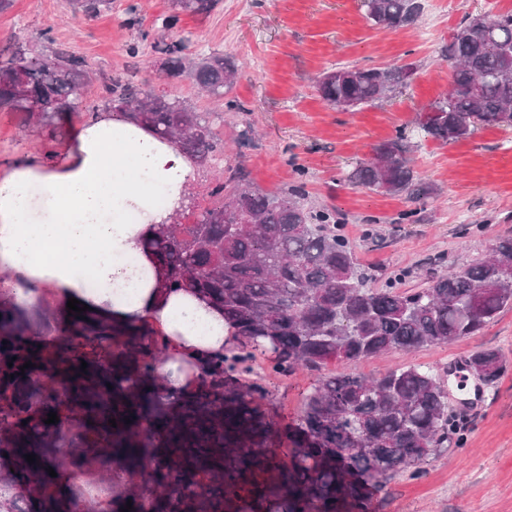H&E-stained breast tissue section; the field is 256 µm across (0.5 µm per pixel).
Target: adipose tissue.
<instances>
[{
  "label": "adipose tissue",
  "mask_w": 512,
  "mask_h": 512,
  "mask_svg": "<svg viewBox=\"0 0 512 512\" xmlns=\"http://www.w3.org/2000/svg\"><path fill=\"white\" fill-rule=\"evenodd\" d=\"M194 173L188 155L109 112L60 155L16 161L0 176V300L74 298L115 321L148 324L168 347L159 376L167 389H185L180 362H203L233 339L217 309L186 292L160 294L140 240L181 206Z\"/></svg>",
  "instance_id": "obj_1"
}]
</instances>
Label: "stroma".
Returning <instances> with one entry per match:
<instances>
[{"label": "stroma", "mask_w": 512, "mask_h": 512, "mask_svg": "<svg viewBox=\"0 0 512 512\" xmlns=\"http://www.w3.org/2000/svg\"><path fill=\"white\" fill-rule=\"evenodd\" d=\"M417 23L393 30L371 25L362 0H219L206 15L182 16L178 34L187 52L224 51L240 65L232 96L241 109L198 93L188 80L169 82L154 49L169 0H112L109 10L89 17L69 0H15L0 14V48L15 42L56 46L83 57L93 70L121 75L146 92L172 93L207 113L226 148L211 167L197 168L188 202L177 219L195 223L210 190L227 168L239 166L254 187L275 193L292 183L295 167L306 173L307 203L336 211L359 262L384 284L406 273L415 288L490 252L512 235V130L482 127L448 145L419 140L412 154L422 181L435 189L416 207L401 196L341 184L342 174L368 159L374 145L413 127L419 111L443 97L451 72L440 50L468 15L512 7V0H421ZM139 44V56L126 52ZM358 67L410 64L409 84L391 98L339 112L316 91L317 79L336 64ZM100 86L88 87L83 108L56 134L23 126L13 112L0 111V175L16 160L61 153L70 131L94 112L108 109ZM413 220H403L406 211ZM499 349L512 363V309L500 313L480 334L407 355L391 351L348 366L371 377L407 363L447 371L449 361L478 349ZM298 371L262 382L259 403L276 427L294 423L305 394L319 379ZM462 447L428 458L420 477L395 476L375 494L376 512H512V371L485 390L483 407L464 415Z\"/></svg>", "instance_id": "stroma-1"}]
</instances>
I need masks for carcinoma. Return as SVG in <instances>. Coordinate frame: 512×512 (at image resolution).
<instances>
[{
	"label": "carcinoma",
	"mask_w": 512,
	"mask_h": 512,
	"mask_svg": "<svg viewBox=\"0 0 512 512\" xmlns=\"http://www.w3.org/2000/svg\"><path fill=\"white\" fill-rule=\"evenodd\" d=\"M218 0H172L163 27L183 14H203ZM96 16L111 0H70ZM379 29L414 24L418 0H364ZM163 67L209 96L228 97L238 64L213 50L190 58L182 40H163ZM441 54L451 67L448 94L419 114L416 127L444 145L485 126L512 128V10L461 21ZM410 65L336 66L316 88L332 109L374 104L408 83ZM93 81L85 60L54 47L31 54L24 45L0 52V111L36 120L53 135L83 105ZM112 110L172 142L205 167L224 153L209 117L176 95L144 93L120 79L105 85ZM413 145L401 131L372 147L371 157L342 177L347 185L425 203L433 188L416 175ZM305 182L277 193L246 186L239 169L211 191L194 224H161L142 239L159 286L187 291L218 308L237 345L196 366L194 387L168 392L156 375L166 347L147 324L114 322L94 311L65 321L53 346L38 347L40 317L0 306V462L11 458L17 495L13 510L75 512L84 494L58 486L61 448L83 466L112 458V512H374V492L393 475L463 442L464 424L448 407V387L431 367L409 363L363 378L330 373L305 396L288 430V455L270 445L273 426L236 377L290 375L297 369L346 366L389 350L475 336L512 308V236L490 254L401 289L399 274L382 287L357 260L336 212L306 204ZM266 365L256 371L257 356ZM33 366L25 370L26 362ZM87 363L81 370V362ZM13 366H8V363ZM488 387L508 372L496 348L465 360ZM55 412L56 424H46ZM131 423H126V419ZM116 424H111L110 420ZM27 424H22V421ZM34 454L30 464L25 455ZM135 475L139 483L126 486Z\"/></svg>",
	"instance_id": "cac0c4a2"
}]
</instances>
